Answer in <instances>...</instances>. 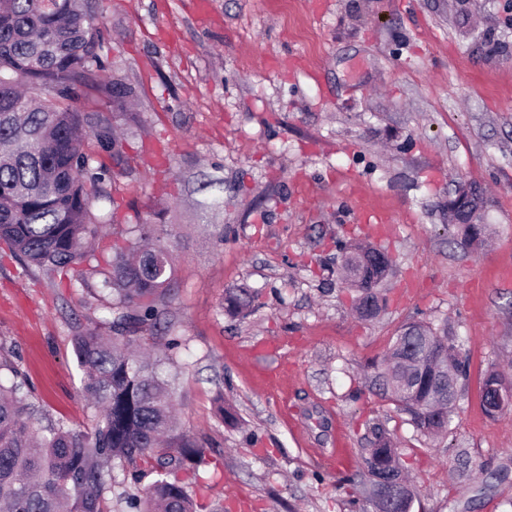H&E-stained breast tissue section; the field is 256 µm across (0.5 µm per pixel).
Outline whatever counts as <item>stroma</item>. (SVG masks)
I'll return each instance as SVG.
<instances>
[{
  "label": "stroma",
  "mask_w": 512,
  "mask_h": 512,
  "mask_svg": "<svg viewBox=\"0 0 512 512\" xmlns=\"http://www.w3.org/2000/svg\"><path fill=\"white\" fill-rule=\"evenodd\" d=\"M99 16L103 77L135 87L141 118L107 162L120 220L106 233L155 211L177 234L178 417L205 449L197 503L362 512L352 477L378 425L412 512H512V411L481 403L488 371L512 380V0H101ZM465 181L494 202L481 248L448 224ZM353 240L395 261L373 319L339 280ZM229 288L254 294L250 315L224 311ZM105 316L0 248V345L43 419L91 426L71 337ZM411 321L447 323L469 357L435 443L364 380ZM221 400L236 426L218 420ZM462 450L483 474L457 475Z\"/></svg>",
  "instance_id": "1"
}]
</instances>
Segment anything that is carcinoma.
<instances>
[{"mask_svg":"<svg viewBox=\"0 0 512 512\" xmlns=\"http://www.w3.org/2000/svg\"><path fill=\"white\" fill-rule=\"evenodd\" d=\"M98 0H0V244L49 280L72 274L86 292L104 252L95 241L106 222L93 213L113 202L105 184L112 172L93 166L120 159L116 124L139 125L127 111L134 87L91 80L104 70ZM112 104V115L79 106L89 88ZM155 214L112 241L108 334L73 337L83 370V396L94 423L75 430L65 422L37 424L38 407L26 378L0 346V512H112L108 494L136 512H196L198 504L178 477L204 461V448L179 430L172 239ZM345 284L356 312L376 317L382 285L392 272L388 254L369 245L340 249ZM251 295L229 289L224 310L243 313ZM468 360L463 339L448 325H404L384 364L373 365L371 390L396 405L421 434L448 432L464 395ZM152 481L145 487L141 482ZM363 488L394 478L406 489L395 512H411L414 489L401 453L374 428L359 470Z\"/></svg>","mask_w":512,"mask_h":512,"instance_id":"1","label":"carcinoma"}]
</instances>
